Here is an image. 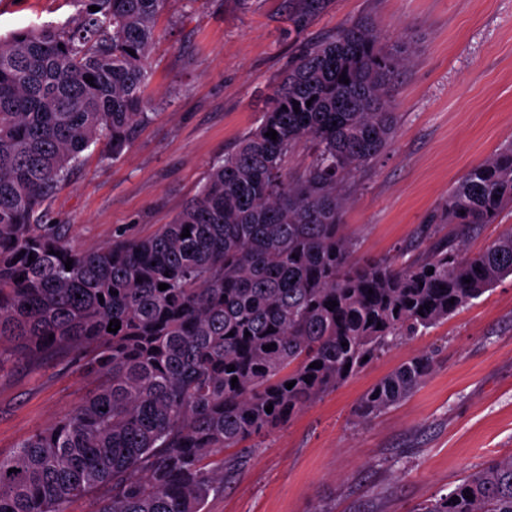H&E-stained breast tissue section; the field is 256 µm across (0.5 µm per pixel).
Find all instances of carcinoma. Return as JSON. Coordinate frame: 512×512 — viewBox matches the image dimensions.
I'll return each mask as SVG.
<instances>
[{
  "label": "carcinoma",
  "instance_id": "carcinoma-1",
  "mask_svg": "<svg viewBox=\"0 0 512 512\" xmlns=\"http://www.w3.org/2000/svg\"><path fill=\"white\" fill-rule=\"evenodd\" d=\"M76 2L64 25L0 38V370L67 362L95 380L54 425L0 456V512H67L77 496L93 497L95 512H204L244 465L224 449L285 425L363 358L512 275V231L465 253L471 231L512 208V144L472 168L436 214L459 226L457 242L401 264L353 261L341 190L391 143L392 89L410 63V44L388 48L358 22L296 58L260 124L173 223L77 249L43 215L86 151L102 145L117 159L152 120L144 88L166 0ZM301 141L313 158L291 178L285 159ZM434 367L428 352L402 363L355 416L370 420ZM415 512H512V454Z\"/></svg>",
  "mask_w": 512,
  "mask_h": 512
}]
</instances>
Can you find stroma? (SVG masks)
Masks as SVG:
<instances>
[{
	"mask_svg": "<svg viewBox=\"0 0 512 512\" xmlns=\"http://www.w3.org/2000/svg\"><path fill=\"white\" fill-rule=\"evenodd\" d=\"M74 0H0V35L61 25ZM303 13L295 25L294 13ZM371 21L413 59L392 95L386 151L354 174L342 222L359 256L385 258L457 227L432 214L474 166L512 142V0H167L156 21L151 123L117 159L87 155L44 221L92 248L116 230L152 235L200 189L213 163L256 126L305 45ZM435 369L404 400L360 423V398L403 361ZM80 368L0 372V454L79 404ZM512 453V275L426 332L399 340L284 427L261 438L206 512H412L494 456Z\"/></svg>",
	"mask_w": 512,
	"mask_h": 512,
	"instance_id": "obj_1",
	"label": "stroma"
}]
</instances>
